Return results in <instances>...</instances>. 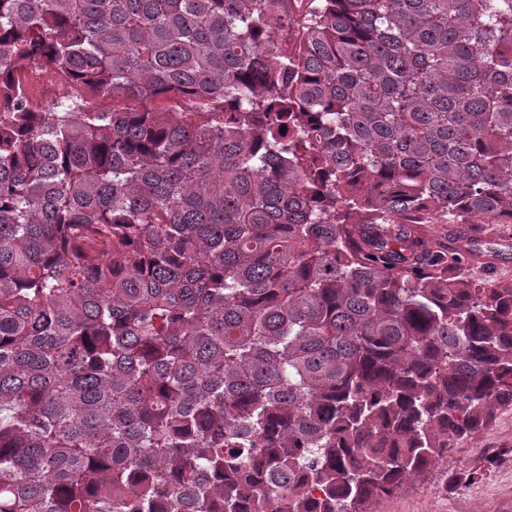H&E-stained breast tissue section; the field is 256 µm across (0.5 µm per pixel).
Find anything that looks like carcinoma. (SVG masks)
Returning a JSON list of instances; mask_svg holds the SVG:
<instances>
[{
    "label": "carcinoma",
    "mask_w": 512,
    "mask_h": 512,
    "mask_svg": "<svg viewBox=\"0 0 512 512\" xmlns=\"http://www.w3.org/2000/svg\"><path fill=\"white\" fill-rule=\"evenodd\" d=\"M510 221L512 0H0V512H368L512 407ZM26 87L29 95L37 98L48 112L55 110L53 108L63 100L60 97V90L49 73L42 72L38 79L27 82ZM484 251L487 248H495L496 256L489 257V264L479 265L477 277L484 280H496L497 282L512 280V240L511 248L508 246H480Z\"/></svg>",
    "instance_id": "carcinoma-1"
}]
</instances>
